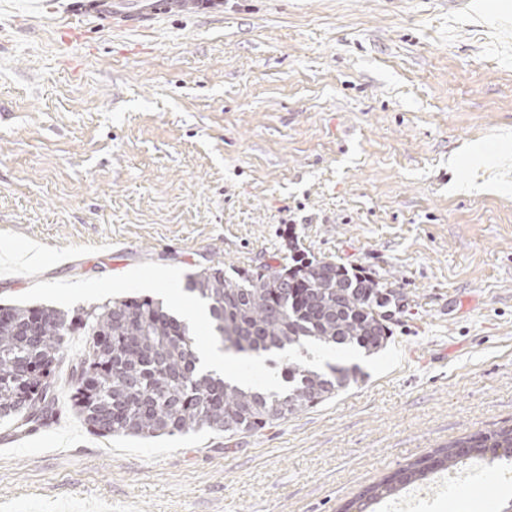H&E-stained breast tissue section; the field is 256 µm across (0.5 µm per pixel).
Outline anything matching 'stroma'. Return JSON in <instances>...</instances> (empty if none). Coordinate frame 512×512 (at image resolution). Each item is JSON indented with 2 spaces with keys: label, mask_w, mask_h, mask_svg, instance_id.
<instances>
[{
  "label": "stroma",
  "mask_w": 512,
  "mask_h": 512,
  "mask_svg": "<svg viewBox=\"0 0 512 512\" xmlns=\"http://www.w3.org/2000/svg\"><path fill=\"white\" fill-rule=\"evenodd\" d=\"M0 305L52 279L288 264L402 293V365L257 434L70 411L0 453V512H340L512 427V0H224L109 32L0 0ZM491 493L419 512H503Z\"/></svg>",
  "instance_id": "stroma-1"
}]
</instances>
